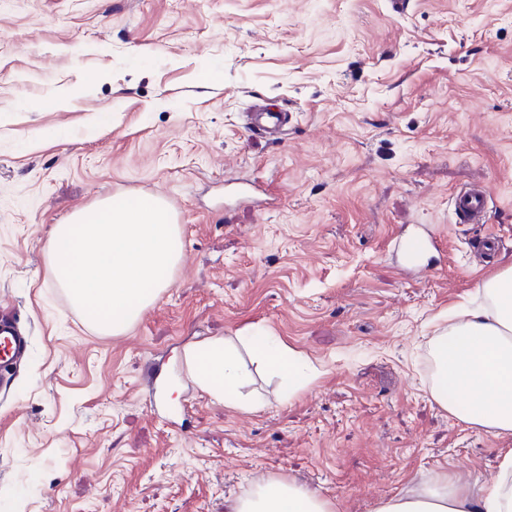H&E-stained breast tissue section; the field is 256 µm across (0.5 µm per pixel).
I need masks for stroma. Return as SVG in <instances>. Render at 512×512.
Wrapping results in <instances>:
<instances>
[{"label": "stroma", "instance_id": "1", "mask_svg": "<svg viewBox=\"0 0 512 512\" xmlns=\"http://www.w3.org/2000/svg\"><path fill=\"white\" fill-rule=\"evenodd\" d=\"M265 101L280 140L244 126ZM476 183L487 222L453 223ZM113 195L164 197L183 239L119 336L46 254ZM417 224L446 256L411 278L391 249ZM509 267L512 0H0V315L30 338L0 378V512H226L270 480L333 512L439 474L480 493L512 438L432 398L429 342ZM258 335L318 377L258 370L257 411L189 377L187 348L229 337L249 363Z\"/></svg>", "mask_w": 512, "mask_h": 512}]
</instances>
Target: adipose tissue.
Returning a JSON list of instances; mask_svg holds the SVG:
<instances>
[{
    "instance_id": "obj_1",
    "label": "adipose tissue",
    "mask_w": 512,
    "mask_h": 512,
    "mask_svg": "<svg viewBox=\"0 0 512 512\" xmlns=\"http://www.w3.org/2000/svg\"><path fill=\"white\" fill-rule=\"evenodd\" d=\"M485 305L466 312L435 337L436 364L430 392L440 403L449 391L460 398L452 411L484 432L512 434V268L484 280ZM190 373L202 391L229 406L252 407L241 393L249 372L231 339H214L189 353ZM500 477L479 495L447 477L377 504L374 512H512V456L499 464ZM229 512H330L316 492L292 483L265 482L233 502Z\"/></svg>"
}]
</instances>
